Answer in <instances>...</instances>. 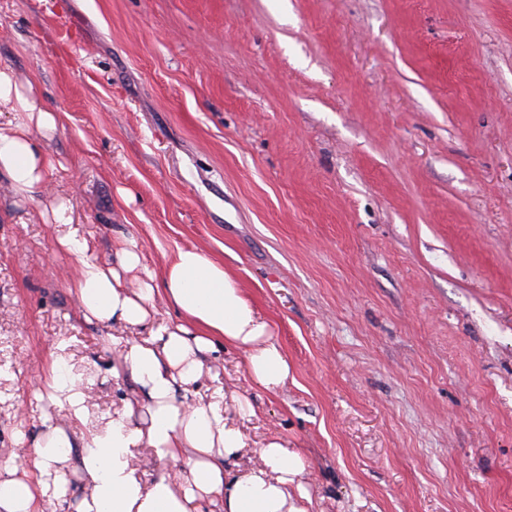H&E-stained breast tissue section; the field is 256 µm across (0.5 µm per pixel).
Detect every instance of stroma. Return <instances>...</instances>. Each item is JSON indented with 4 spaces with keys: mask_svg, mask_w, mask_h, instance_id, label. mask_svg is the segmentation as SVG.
Returning <instances> with one entry per match:
<instances>
[{
    "mask_svg": "<svg viewBox=\"0 0 512 512\" xmlns=\"http://www.w3.org/2000/svg\"><path fill=\"white\" fill-rule=\"evenodd\" d=\"M4 68L58 165L0 187V461L148 418L107 340L148 332L80 315L73 232L156 272L201 248L269 322L284 387L202 357L252 408L230 472L278 439L309 512H512V0H0ZM56 363L82 418L36 393ZM118 265L124 273L141 268V257L134 239H125L117 253Z\"/></svg>",
    "mask_w": 512,
    "mask_h": 512,
    "instance_id": "obj_1",
    "label": "stroma"
}]
</instances>
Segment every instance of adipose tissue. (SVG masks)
<instances>
[{
  "label": "adipose tissue",
  "mask_w": 512,
  "mask_h": 512,
  "mask_svg": "<svg viewBox=\"0 0 512 512\" xmlns=\"http://www.w3.org/2000/svg\"><path fill=\"white\" fill-rule=\"evenodd\" d=\"M0 112L14 115L0 126V181L16 198L33 199L55 168L37 137L55 131L57 117L33 84H22L10 69H0ZM59 244L80 260L72 288L86 320L150 330L141 342L112 341L122 367L146 394L148 423L122 416L83 439L79 467L90 493L77 512H308L300 481L305 462L297 451L273 439L260 448L257 464L226 474L225 461L247 446L244 432L216 402L186 396L203 375V354L215 352L220 341L245 351L248 374L267 389L283 386L290 374L268 323L223 265L198 248H182L161 272L145 271L129 288L122 273L141 266L134 239L123 241L114 268L85 260L86 245L75 236ZM160 299L176 309L178 322H156ZM44 386L70 416L82 415L87 396L60 366L51 368ZM71 446L66 430L56 427L34 445L26 468L1 461L0 512H42L44 497L64 496ZM138 448L154 449L169 464L148 485L133 465Z\"/></svg>",
  "instance_id": "1"
}]
</instances>
